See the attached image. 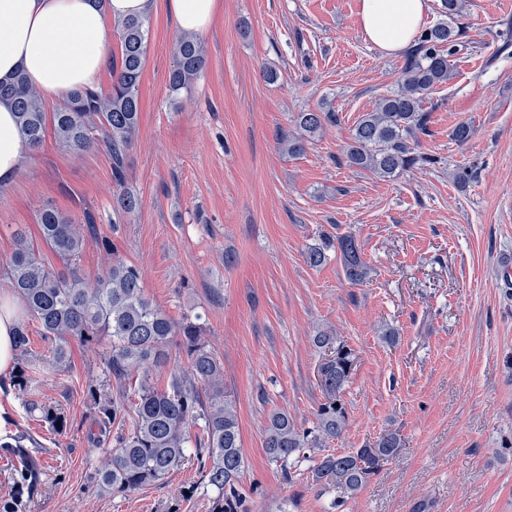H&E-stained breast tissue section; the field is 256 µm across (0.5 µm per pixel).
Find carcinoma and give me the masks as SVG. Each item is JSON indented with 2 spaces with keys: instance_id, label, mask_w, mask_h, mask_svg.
I'll use <instances>...</instances> for the list:
<instances>
[{
  "instance_id": "obj_1",
  "label": "carcinoma",
  "mask_w": 512,
  "mask_h": 512,
  "mask_svg": "<svg viewBox=\"0 0 512 512\" xmlns=\"http://www.w3.org/2000/svg\"><path fill=\"white\" fill-rule=\"evenodd\" d=\"M462 0H441V19L419 32L408 50L399 89L384 95L375 108L354 126L344 151L346 164L378 179H391L418 165H431L435 158L417 152L418 135L426 132L428 115L424 103L438 86L453 78L449 57L464 34L460 22ZM150 32V17H129L117 23L118 59L112 62V91L105 96L95 89L70 92L47 120L40 94L19 72L13 80L0 82V101L14 108L24 141L38 148L52 123L59 145L76 154L102 148L112 161L116 191L112 211L130 216L140 208V199L124 187L128 153L139 124L138 84L144 68ZM174 63L168 75L172 97L191 91L205 69L207 57L200 38L181 33L173 40ZM338 121L334 111L298 114L297 133L286 135L282 144L298 155L324 128ZM42 241L60 258L65 271L45 265L39 248L19 226L13 233L15 249L8 263L11 288L23 300L28 316L37 324L47 343L48 363L62 369L69 363V342L106 346L101 376L88 386L92 406L90 441L108 446L109 459L96 474L102 493L127 492L151 485L193 457L204 485L216 492L209 512H248L238 481L244 465L238 417L233 401L224 394V366L202 338L201 317L176 321L146 296L138 268L119 258H109L96 282L85 281L80 259L85 237L95 234L93 217L85 214L76 224L57 208L46 205L37 214ZM340 253L346 278L363 282L369 269L351 234L327 238L309 248L305 262L317 268ZM181 346L187 363L170 374L167 389L150 384V368L170 362L173 344ZM315 346L330 350L319 369L326 402L315 414L311 428L299 426L286 412L270 415L263 446L269 459L285 467L300 452L323 447L345 427L346 409L340 396L353 370L354 356L344 342L329 330L314 336ZM30 377L22 372L13 389L25 413L38 411L53 429L63 428L57 409L29 399ZM201 430L195 448L188 449L191 428ZM36 444L20 432L0 440V449L14 457L16 496L34 500L40 486L41 464L29 446ZM399 439L381 437L373 447L348 454H327L313 466L312 481L322 488H340L357 494L381 464L397 455Z\"/></svg>"
}]
</instances>
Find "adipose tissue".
<instances>
[{"label": "adipose tissue", "mask_w": 512, "mask_h": 512, "mask_svg": "<svg viewBox=\"0 0 512 512\" xmlns=\"http://www.w3.org/2000/svg\"><path fill=\"white\" fill-rule=\"evenodd\" d=\"M219 0H167L178 27L206 31ZM156 0H0V82L24 72L47 100L97 87L112 61L115 22L149 14ZM429 8L428 0H360L358 17L366 38L384 54L408 48ZM30 148L13 107L0 102V183H9Z\"/></svg>", "instance_id": "obj_1"}]
</instances>
